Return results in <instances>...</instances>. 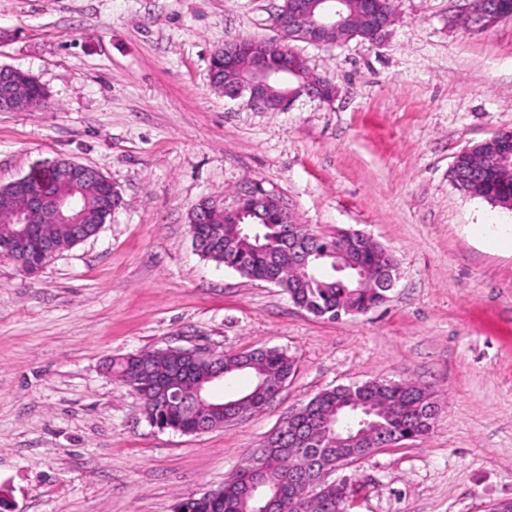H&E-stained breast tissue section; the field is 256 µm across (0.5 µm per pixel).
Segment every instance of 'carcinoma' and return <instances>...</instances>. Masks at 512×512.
Instances as JSON below:
<instances>
[{
    "label": "carcinoma",
    "mask_w": 512,
    "mask_h": 512,
    "mask_svg": "<svg viewBox=\"0 0 512 512\" xmlns=\"http://www.w3.org/2000/svg\"><path fill=\"white\" fill-rule=\"evenodd\" d=\"M355 36L376 42L386 31L375 29L363 22L351 29ZM236 60L226 59L215 52L212 61L213 85L224 90L229 78L228 70ZM20 100L27 107L37 106L46 100L47 92L31 74L5 68L0 70V101L6 95ZM41 185L53 193L70 194L80 199L88 220L83 225L84 237L96 235L100 225L112 216L118 202L103 197L97 185L90 178L65 182L52 170L42 171ZM499 206H507L512 200V168L498 169L491 176V184L475 192ZM19 204L10 185L0 186V251H8L16 231L13 215ZM275 204L269 203L261 214L251 218L258 225L261 246L234 233L233 226L226 223L224 207L215 206L206 199L193 207L189 223L198 222L201 255L218 264L238 272L240 275L260 280L275 276L288 292L290 299L301 304L308 313L329 320L344 316L364 314L379 306L390 291L396 263L391 253L378 244L361 247L357 259L374 269L376 280L368 288H344L334 277L319 275L304 279L296 274L288 258V225L272 223L271 212ZM40 229L48 233L62 251L76 245L72 228L68 224H56L50 215L41 218ZM24 270L34 274L42 269L46 260L43 253L32 248L22 256ZM188 357L180 353L164 351H140L114 359L106 365L113 375L128 383L142 395L145 414L149 421L181 434H195L200 422L212 427L222 425L234 417L255 411L271 400L270 386L292 375L294 361L287 353L278 349H255L249 356L224 354L223 357L205 365L198 371L186 365ZM172 368L182 369V380L174 391L186 392L198 381L199 373L211 375L224 373V379L241 374L253 378L251 389L233 402L215 401L206 411L194 409L178 410L158 397L162 378ZM354 403H374L381 408V427L364 436L359 447L384 448L400 437H419L431 429L434 411L432 394L423 386L409 381L392 382L371 380L361 385L339 386L327 389L313 397L299 409L295 418L298 429L309 447L321 451L318 462L330 463L351 454L355 448H338L336 441L326 435L325 423L336 419V409L345 405L344 411L353 410ZM251 456L258 457L265 469V480L280 484L286 489L283 504L277 512H345L351 489L347 484H329L319 488V495L311 500L297 490L296 477L306 462V449H289L288 435L269 437L262 448ZM250 483L247 461H242L230 479L221 486L222 493L216 498L192 495L182 499L178 506L182 512H247L250 504Z\"/></svg>",
    "instance_id": "carcinoma-1"
}]
</instances>
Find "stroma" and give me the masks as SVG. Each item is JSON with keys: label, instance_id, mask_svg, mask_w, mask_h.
I'll list each match as a JSON object with an SVG mask.
<instances>
[{"label": "stroma", "instance_id": "obj_1", "mask_svg": "<svg viewBox=\"0 0 512 512\" xmlns=\"http://www.w3.org/2000/svg\"><path fill=\"white\" fill-rule=\"evenodd\" d=\"M283 0H0V66L44 104L0 112V186L66 158L121 197L100 232L37 275L0 254V512H173L222 486L318 393L429 385L430 431L332 472L350 512H486L512 499V210L460 190L466 146L512 131V22L456 20L466 0H394L372 43L291 41L338 93L284 111L214 88L210 57L273 39ZM260 182L320 234L387 248V300L338 321L204 260L206 198ZM277 348L284 390L245 419L183 435L146 420L105 371L143 349Z\"/></svg>", "mask_w": 512, "mask_h": 512}]
</instances>
